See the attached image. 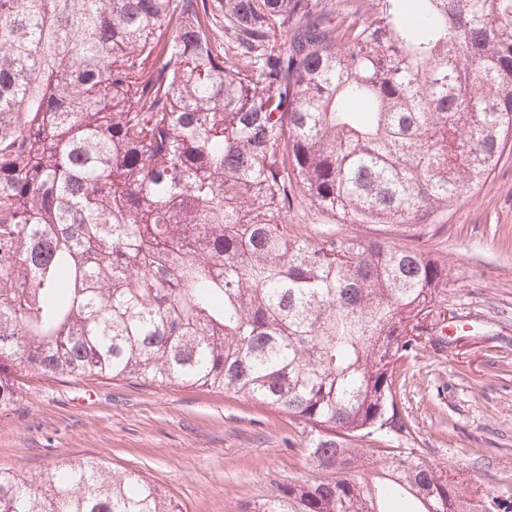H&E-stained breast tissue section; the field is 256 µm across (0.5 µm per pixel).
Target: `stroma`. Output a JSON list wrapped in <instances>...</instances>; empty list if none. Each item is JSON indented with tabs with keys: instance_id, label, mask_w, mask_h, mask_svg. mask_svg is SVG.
<instances>
[{
	"instance_id": "stroma-1",
	"label": "stroma",
	"mask_w": 512,
	"mask_h": 512,
	"mask_svg": "<svg viewBox=\"0 0 512 512\" xmlns=\"http://www.w3.org/2000/svg\"><path fill=\"white\" fill-rule=\"evenodd\" d=\"M423 247L448 268L453 325L400 379L409 443L512 500V151L449 208ZM306 431L244 398L183 384L30 376L0 412V470L92 458L144 476L182 512H239L302 471Z\"/></svg>"
}]
</instances>
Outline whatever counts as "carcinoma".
<instances>
[{
    "label": "carcinoma",
    "instance_id": "obj_1",
    "mask_svg": "<svg viewBox=\"0 0 512 512\" xmlns=\"http://www.w3.org/2000/svg\"><path fill=\"white\" fill-rule=\"evenodd\" d=\"M512 143V0H0V411L30 374L246 398L309 433L245 512H471L395 444L421 246ZM300 199L403 239L299 234ZM0 512H181L138 474L0 472Z\"/></svg>",
    "mask_w": 512,
    "mask_h": 512
}]
</instances>
